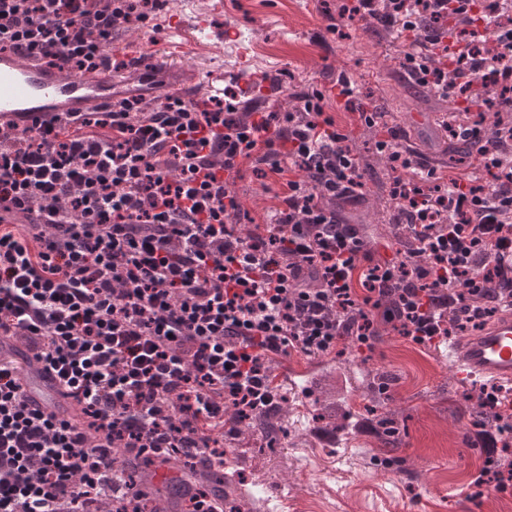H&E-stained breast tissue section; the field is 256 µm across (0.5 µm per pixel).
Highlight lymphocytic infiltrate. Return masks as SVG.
I'll use <instances>...</instances> for the list:
<instances>
[{
  "label": "lymphocytic infiltrate",
  "mask_w": 512,
  "mask_h": 512,
  "mask_svg": "<svg viewBox=\"0 0 512 512\" xmlns=\"http://www.w3.org/2000/svg\"><path fill=\"white\" fill-rule=\"evenodd\" d=\"M347 0L339 17L410 36L401 66L418 85L496 122L443 129L473 146L481 177L407 146L404 128L362 103L346 74L336 100L375 128L391 171L389 222L406 230L377 257L343 217L364 171L326 94L287 112L227 95L168 93L23 131L0 130V336L19 338L90 420L30 408L0 356V512H85L137 500L113 456L223 461L206 425L276 406L271 365L347 341L374 351L380 326L438 346L512 310V0ZM155 0H0V50L77 75L124 69L112 32L147 28ZM298 170L262 223L242 225L232 185L243 163ZM499 387L493 425L466 444L488 452L478 485H512V422Z\"/></svg>",
  "instance_id": "lymphocytic-infiltrate-1"
}]
</instances>
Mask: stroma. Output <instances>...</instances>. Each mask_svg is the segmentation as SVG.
I'll return each mask as SVG.
<instances>
[{"label": "stroma", "instance_id": "35a3bbf8", "mask_svg": "<svg viewBox=\"0 0 512 512\" xmlns=\"http://www.w3.org/2000/svg\"><path fill=\"white\" fill-rule=\"evenodd\" d=\"M336 0H164L152 29L115 30L116 52L136 50L161 58L168 50L167 21L205 18V32L188 31L190 51L181 61V82L200 91L210 75L224 77V88L241 101L265 110L288 111L296 88L331 86L347 73L359 86L365 103L391 112L410 133V142L443 166L468 173L474 157L449 153L448 134L433 124L446 111L425 88L408 85L393 58L410 46L405 37L386 34L364 21L346 23L344 36L327 32L325 10ZM236 30L226 40L225 30ZM266 76L267 94L247 91L248 74ZM286 175L263 176L244 163L234 189L249 218L271 212ZM387 180L378 168L365 174L366 195L347 218L364 224L373 245L393 239L384 218L364 223L375 211L376 197ZM307 368L321 383L310 391L292 388L294 371ZM392 380L382 412L392 413L399 429L395 447H384L356 429V420L373 400L377 374ZM280 384L288 386L284 424L288 435L279 448L262 447L260 432L224 441L226 483L247 500L251 512H512V487L475 494L486 452L467 447L476 421L463 395L468 382L456 377L446 346L420 347L381 328L374 352L351 344L320 359L292 354L276 364ZM339 394L348 412L338 413L334 439L317 433L319 403Z\"/></svg>", "mask_w": 512, "mask_h": 512}]
</instances>
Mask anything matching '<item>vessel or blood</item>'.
Wrapping results in <instances>:
<instances>
[{"label":"vessel or blood","instance_id":"vessel-or-blood-1","mask_svg":"<svg viewBox=\"0 0 512 512\" xmlns=\"http://www.w3.org/2000/svg\"><path fill=\"white\" fill-rule=\"evenodd\" d=\"M179 54L170 51L163 64L155 67L138 65L136 77L151 76L155 94L177 88ZM135 90L125 74L99 69L76 75L67 68L49 66L18 52H0V128L14 124L31 126L48 116L66 117L68 113H84L94 107L134 96ZM28 369L23 376L30 408L67 416L69 401L56 375L46 370L33 354H26ZM448 360L458 378L489 379L512 384V313L501 316L482 331L448 346ZM197 477L208 485L209 499L214 505L224 502V472L204 468ZM177 481L178 475L169 463H156L141 474L140 488L155 486L162 480Z\"/></svg>","mask_w":512,"mask_h":512}]
</instances>
